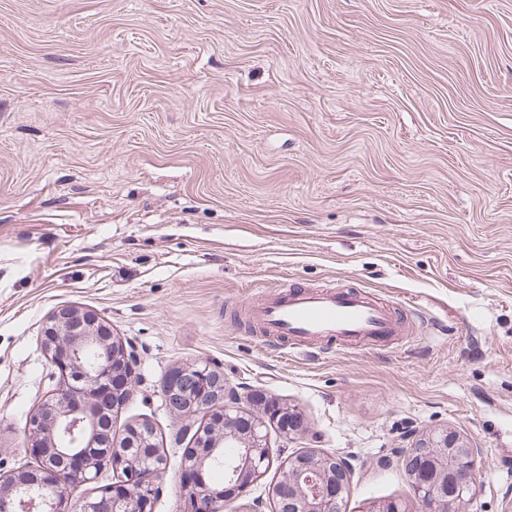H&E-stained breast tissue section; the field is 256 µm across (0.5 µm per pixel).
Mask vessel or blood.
Returning <instances> with one entry per match:
<instances>
[{"instance_id": "obj_1", "label": "vessel or blood", "mask_w": 512, "mask_h": 512, "mask_svg": "<svg viewBox=\"0 0 512 512\" xmlns=\"http://www.w3.org/2000/svg\"><path fill=\"white\" fill-rule=\"evenodd\" d=\"M239 309L258 311L260 333L275 337L282 350L323 339L386 345L403 331L393 308L371 293L334 286L313 290L298 281L273 298H244Z\"/></svg>"}]
</instances>
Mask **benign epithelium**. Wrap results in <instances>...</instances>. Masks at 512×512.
Here are the masks:
<instances>
[{
  "label": "benign epithelium",
  "instance_id": "benign-epithelium-1",
  "mask_svg": "<svg viewBox=\"0 0 512 512\" xmlns=\"http://www.w3.org/2000/svg\"><path fill=\"white\" fill-rule=\"evenodd\" d=\"M43 344L57 368L60 381L51 389L27 424L24 451L35 464L0 474V512H147L155 499L166 465L134 455L114 467L112 486L102 494L84 497L70 508L69 490L92 483L99 475L107 447L99 425L103 406L112 399L110 384L130 389L133 363L112 328L94 313L64 306L49 317ZM93 350L99 361L88 366L82 354ZM169 410L178 416L212 415L215 425L196 433L197 444L185 455L180 486L195 512H239L235 502L264 476L271 459L266 422L253 415L244 428L240 416L244 404L262 405L266 397L253 392L242 398L224 383V373L206 365L174 368L163 387ZM156 431L140 428L132 439L122 434L126 448L151 445ZM235 449L224 460V485L208 482L207 476L224 448ZM415 498L430 504V512H462L461 505L473 495L483 465L482 450L473 447L456 431L432 434L419 448L401 450ZM351 462L334 452L308 448L288 458L273 489L276 512H342L353 475Z\"/></svg>",
  "mask_w": 512,
  "mask_h": 512
}]
</instances>
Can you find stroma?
Listing matches in <instances>:
<instances>
[{
	"label": "stroma",
	"instance_id": "1",
	"mask_svg": "<svg viewBox=\"0 0 512 512\" xmlns=\"http://www.w3.org/2000/svg\"><path fill=\"white\" fill-rule=\"evenodd\" d=\"M412 308L380 348H270L237 303L288 280ZM110 325L151 421L153 512H190L205 425L164 405L204 363L299 412L280 463L354 466L344 512L411 502L400 451L444 428L482 449L466 512H512V0H0V471L59 380L44 323Z\"/></svg>",
	"mask_w": 512,
	"mask_h": 512
}]
</instances>
